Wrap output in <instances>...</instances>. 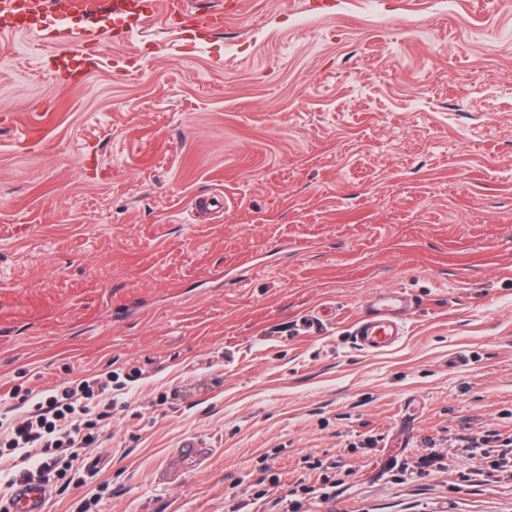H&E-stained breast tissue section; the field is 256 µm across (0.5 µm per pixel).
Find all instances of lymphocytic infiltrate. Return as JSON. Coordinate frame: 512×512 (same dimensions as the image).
<instances>
[{
  "mask_svg": "<svg viewBox=\"0 0 512 512\" xmlns=\"http://www.w3.org/2000/svg\"><path fill=\"white\" fill-rule=\"evenodd\" d=\"M115 404L108 372L38 393L23 416L0 418V460L17 463V481L34 480L57 492L81 484Z\"/></svg>",
  "mask_w": 512,
  "mask_h": 512,
  "instance_id": "1",
  "label": "lymphocytic infiltrate"
}]
</instances>
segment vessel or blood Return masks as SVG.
Here are the masks:
<instances>
[{
    "label": "vessel or blood",
    "instance_id": "1",
    "mask_svg": "<svg viewBox=\"0 0 512 512\" xmlns=\"http://www.w3.org/2000/svg\"><path fill=\"white\" fill-rule=\"evenodd\" d=\"M36 16V24L29 31L40 41L63 42V28L48 9L47 0H0V17H15L19 7ZM115 16L121 20L125 35H133L143 28L159 11L158 0H115ZM411 305L401 291L381 292L372 300L368 311L354 325L356 344L363 350L380 353L396 346L403 338L405 316ZM48 490L28 481L17 482L7 504L9 512H46Z\"/></svg>",
    "mask_w": 512,
    "mask_h": 512
}]
</instances>
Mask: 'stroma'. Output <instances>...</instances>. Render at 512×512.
<instances>
[{
  "label": "stroma",
  "instance_id": "1",
  "mask_svg": "<svg viewBox=\"0 0 512 512\" xmlns=\"http://www.w3.org/2000/svg\"><path fill=\"white\" fill-rule=\"evenodd\" d=\"M316 2L74 19L78 80L0 32V405L127 401L48 512H512V0ZM389 290L405 337L364 352ZM410 309V301L404 292L378 293L369 310L354 325L355 343L372 353L393 348L403 338L405 316Z\"/></svg>",
  "mask_w": 512,
  "mask_h": 512
}]
</instances>
